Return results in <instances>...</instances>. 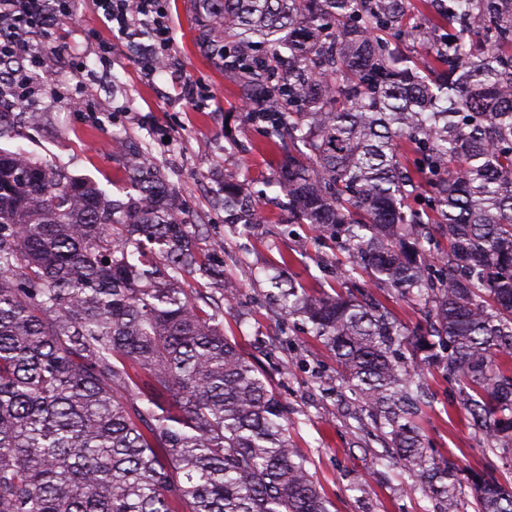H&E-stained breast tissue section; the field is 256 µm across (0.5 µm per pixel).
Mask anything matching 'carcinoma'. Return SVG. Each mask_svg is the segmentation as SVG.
<instances>
[{
	"label": "carcinoma",
	"mask_w": 512,
	"mask_h": 512,
	"mask_svg": "<svg viewBox=\"0 0 512 512\" xmlns=\"http://www.w3.org/2000/svg\"><path fill=\"white\" fill-rule=\"evenodd\" d=\"M199 43L281 153L288 223L349 252L298 295L379 431L385 456L458 512L456 469L413 418L423 372L460 384L487 449L512 453V0H194ZM434 11L446 33L417 16ZM431 41L419 63L399 41ZM418 155L403 164L402 143ZM135 190L0 148V512H330L282 399L224 335V270L147 150H117ZM224 223L260 194L224 175ZM447 241L436 247L434 234ZM201 272L221 297L182 286ZM425 304L409 330L356 275ZM425 356L407 357L405 351ZM477 512L512 488L476 477Z\"/></svg>",
	"instance_id": "1"
}]
</instances>
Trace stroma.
<instances>
[{
  "label": "stroma",
  "mask_w": 512,
  "mask_h": 512,
  "mask_svg": "<svg viewBox=\"0 0 512 512\" xmlns=\"http://www.w3.org/2000/svg\"><path fill=\"white\" fill-rule=\"evenodd\" d=\"M167 10L174 41L166 72L151 80L135 61L138 40L112 36L85 0H77L70 23L47 36L33 34L35 43H62L69 52L51 58L55 90L18 106L42 112L41 124L0 139V147L68 166L122 198L126 191L115 145L126 139L142 143L190 220L206 226L199 247L218 255L225 278L236 284V294L224 302V331L286 401L288 437L307 457L330 512H439L431 495L410 490L408 474L382 458L373 427H359V407L321 341L300 318L282 314L278 283L289 281L306 292L331 288L336 263L346 254L318 246L310 226L285 222V196L273 184L279 152L265 147L261 125L246 120V104L225 78L223 59L200 48L193 0H167ZM104 41L112 44L107 69L97 58ZM77 61L85 64L84 72L74 70ZM89 82L99 86L91 99L95 115L82 118L70 112L67 94ZM229 173L266 190L262 223L225 224L219 202ZM424 386L429 398L417 430L437 456L455 463L464 486L462 512H474L472 477L490 471L499 482L512 484V455L486 451L458 403L457 384L442 372H426Z\"/></svg>",
  "instance_id": "stroma-1"
}]
</instances>
